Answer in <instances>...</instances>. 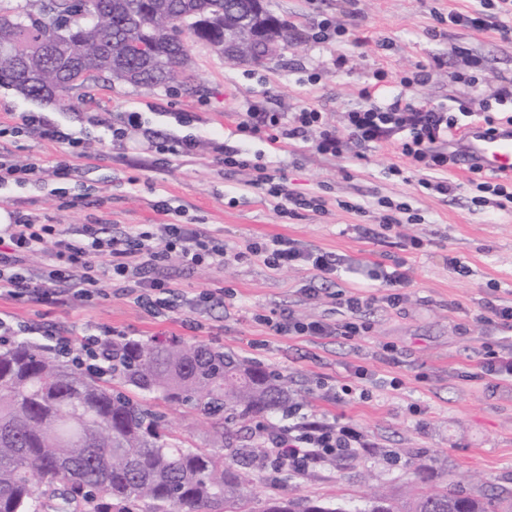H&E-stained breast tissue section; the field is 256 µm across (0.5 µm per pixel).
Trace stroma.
<instances>
[{"label":"stroma","mask_w":512,"mask_h":512,"mask_svg":"<svg viewBox=\"0 0 512 512\" xmlns=\"http://www.w3.org/2000/svg\"><path fill=\"white\" fill-rule=\"evenodd\" d=\"M264 2L301 38L261 64L230 62L190 41L191 79L152 89L92 83L73 90L65 108L24 98L0 83V128L30 112L86 137L81 174L69 182L66 196L55 195L56 182L49 179L0 196V210H20L69 231L96 219L115 234L163 221L205 225L224 240L223 268L191 269L174 254L163 271L185 299L220 289L222 303L155 318L112 288L89 303L0 299V318L36 327L32 339L43 346L50 331L77 344L112 327L131 340L176 339L221 349L280 372L301 414L337 418L366 434L371 447L355 459L333 458L288 478L255 470L252 512L276 495L307 496L353 512L370 488L400 499L422 476L475 496L493 487L512 489V384L484 377L479 368L487 348L512 350V327L487 319L491 308L512 305V209L472 204L476 190L458 167L443 175L455 184L454 193L420 187V172L404 167L399 156L404 130L339 157L317 151L309 140L248 141L274 182L294 197L324 199L323 211L302 209L294 216L282 212L280 199L252 188L254 169L226 167L214 152L216 145L244 142L237 124L252 104L288 114L317 109L343 135L347 114L361 106L359 93L367 86L374 87L376 101L400 94L453 115L474 97L494 100L512 91V39L436 19L451 9L479 10L480 0H356L351 7L345 0ZM350 8L357 13L359 43L347 34L313 40L323 20L344 24ZM457 72L476 76L477 85L455 81ZM416 73L420 81L401 85V77ZM129 112L140 113L160 137H196L197 149L162 154L142 139L113 146L105 128ZM0 156L49 170L66 154L31 130L0 137ZM386 199L405 209L385 231ZM160 201L168 214L156 211ZM277 235L335 254L336 275L322 280L305 265L273 270L248 253L253 240ZM413 239L421 241L420 250H409ZM452 257L463 262L466 275L449 270ZM399 259L409 267L406 299L395 308H364L371 330L361 339L275 336L255 320L276 311L301 322L340 325L349 317L341 297L374 293L365 266L378 262L389 270ZM359 366L368 369L366 379L355 377ZM344 384L354 393L336 401ZM154 407L187 445L220 451L211 419L160 400Z\"/></svg>","instance_id":"obj_1"}]
</instances>
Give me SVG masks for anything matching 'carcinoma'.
<instances>
[{"instance_id":"obj_1","label":"carcinoma","mask_w":512,"mask_h":512,"mask_svg":"<svg viewBox=\"0 0 512 512\" xmlns=\"http://www.w3.org/2000/svg\"><path fill=\"white\" fill-rule=\"evenodd\" d=\"M63 29L42 2L0 5V79L22 96L62 102L90 82L155 88L189 58L180 34L251 60L253 36L288 46V23L251 0H73ZM112 376L166 403L224 423L271 416L287 407L283 376L200 344L118 341ZM254 445L226 460L186 448L146 404L102 384L29 339L0 349V512H251L246 489ZM480 498L421 481L409 502L377 495L354 512H490ZM262 512H347L306 498L274 497Z\"/></svg>"}]
</instances>
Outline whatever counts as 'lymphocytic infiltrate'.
Instances as JSON below:
<instances>
[{"label":"lymphocytic infiltrate","instance_id":"lymphocytic-infiltrate-1","mask_svg":"<svg viewBox=\"0 0 512 512\" xmlns=\"http://www.w3.org/2000/svg\"><path fill=\"white\" fill-rule=\"evenodd\" d=\"M360 97L365 105L349 112V134L344 138L313 108L302 109L288 117L281 112H262L252 106L240 122L239 131L248 137L266 138L272 144L311 136L319 151L338 156L347 151L349 143L378 142L394 130H405L409 136L400 145L401 154L426 171L422 187L446 195L453 193L451 184L430 180L429 174L447 170L456 161L455 152L445 147L458 125L456 117L399 95L375 105L371 102L373 94L367 88L361 90ZM23 126L38 129L45 138L64 145L69 158L54 167L51 174L55 180L62 182L76 177L77 161L84 156L80 137L43 116H25ZM137 131L144 139L155 141L157 150L162 152L190 153L197 147L196 139L191 136L170 142L157 141L155 132L144 129L141 116L136 112L128 114L124 126L111 128L110 134L113 142L120 144ZM10 217V223L0 225V298L11 300L63 304L76 295L89 301L118 281L124 296L150 313L158 314L170 309L176 294V283L161 273L169 254H178L186 264L199 266L223 264L226 253L223 240L201 224H155L148 230L135 228L115 235L108 232L104 224L93 221L71 234L58 225L39 223L36 216L18 210L12 211ZM248 251L262 256L276 270L307 263L321 278L336 271L333 255L302 250L283 236L254 240ZM34 252L45 257L43 265L35 271L27 265L29 254ZM368 276L380 282L382 294L374 299L356 294L342 298L341 303L350 318L341 327L322 321L303 323L266 315L261 321L277 335L324 337L339 332L350 339L364 337L369 327L359 318L363 308L374 302L388 308L397 307L408 283L406 271H387L377 263L369 267ZM115 334V329H105L77 348L94 361L99 373L112 371ZM54 348L65 356L77 350L66 338L56 339ZM268 443L265 465L279 472L296 474L305 473L330 456L358 457L370 446L369 440L355 427L314 415L290 426L287 431L270 435Z\"/></svg>","mask_w":512,"mask_h":512}]
</instances>
